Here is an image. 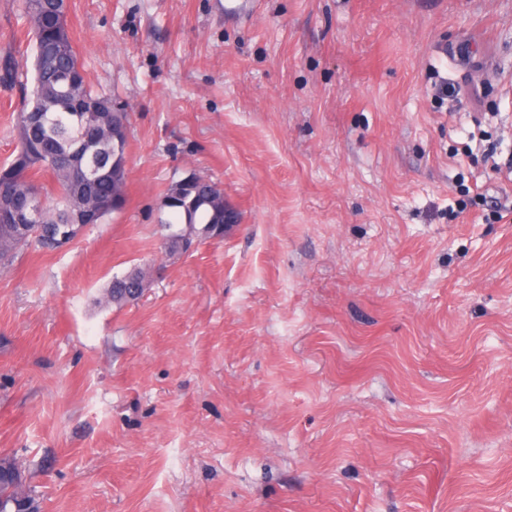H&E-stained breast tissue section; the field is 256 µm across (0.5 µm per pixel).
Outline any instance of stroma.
I'll list each match as a JSON object with an SVG mask.
<instances>
[{
  "label": "stroma",
  "instance_id": "35a3bbf8",
  "mask_svg": "<svg viewBox=\"0 0 512 512\" xmlns=\"http://www.w3.org/2000/svg\"><path fill=\"white\" fill-rule=\"evenodd\" d=\"M126 204L0 261V459L32 512H512V0H68ZM0 0V69L34 60ZM447 84L459 100L439 98ZM18 87L0 82V164ZM237 224L171 257L169 184ZM460 209L452 218V209ZM140 267L137 301L106 300ZM127 272L121 276H113L107 289V297L114 304H126L127 301L123 299L124 291L122 288H133L135 280L149 281L148 273L142 268L135 267L134 270Z\"/></svg>",
  "mask_w": 512,
  "mask_h": 512
}]
</instances>
